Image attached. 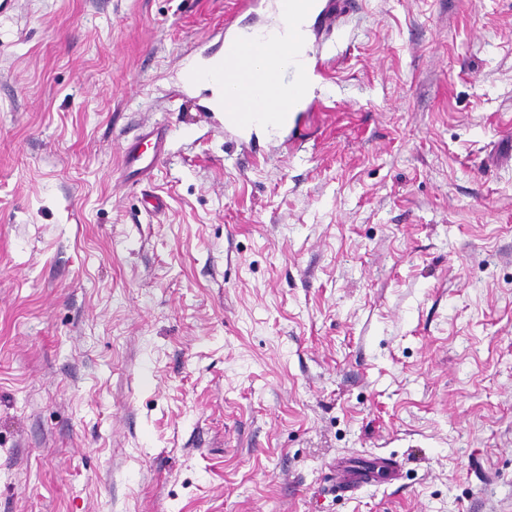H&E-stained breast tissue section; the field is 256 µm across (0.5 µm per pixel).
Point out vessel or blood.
<instances>
[{
  "label": "vessel or blood",
  "mask_w": 512,
  "mask_h": 512,
  "mask_svg": "<svg viewBox=\"0 0 512 512\" xmlns=\"http://www.w3.org/2000/svg\"><path fill=\"white\" fill-rule=\"evenodd\" d=\"M353 7L354 0H318L317 14L324 28L330 30L348 16ZM234 19V14L230 13L224 20L222 61L190 67L183 82L188 86L199 83L228 86L229 94L219 107L225 131L245 134L263 125L270 129L288 128L296 121L295 110L301 102L302 87L310 75V69L306 66L294 67L295 77L291 83L282 82L279 60L285 48L280 44L267 46L264 64L256 65L250 49L236 37ZM267 93L279 97L282 111H263L262 98ZM169 138V127L157 125L145 130L141 141L128 144L122 158L125 178L136 184L149 181L169 155ZM397 469V463L387 458L376 459L371 468L343 469L330 490L339 496L355 493L375 484L381 472L393 473Z\"/></svg>",
  "instance_id": "b4317fda"
}]
</instances>
